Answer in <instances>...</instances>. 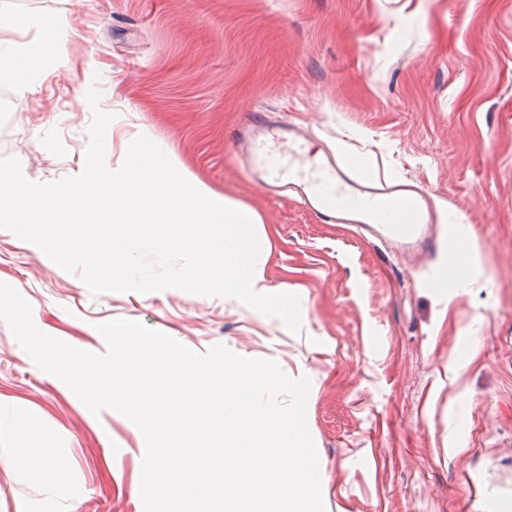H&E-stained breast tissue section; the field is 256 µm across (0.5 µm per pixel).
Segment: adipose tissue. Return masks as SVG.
<instances>
[{
    "label": "adipose tissue",
    "instance_id": "obj_1",
    "mask_svg": "<svg viewBox=\"0 0 512 512\" xmlns=\"http://www.w3.org/2000/svg\"><path fill=\"white\" fill-rule=\"evenodd\" d=\"M41 19L21 15L0 8V83L23 92L39 89L54 68L58 54L57 44L46 37L30 36L24 42L15 41L18 33L42 28Z\"/></svg>",
    "mask_w": 512,
    "mask_h": 512
}]
</instances>
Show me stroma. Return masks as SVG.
<instances>
[{
	"instance_id": "1",
	"label": "stroma",
	"mask_w": 512,
	"mask_h": 512,
	"mask_svg": "<svg viewBox=\"0 0 512 512\" xmlns=\"http://www.w3.org/2000/svg\"><path fill=\"white\" fill-rule=\"evenodd\" d=\"M65 16L37 92L0 84V157L35 182L77 175L92 109L113 114L110 170L146 135L211 190L263 219L271 285L301 333L233 298L179 289L91 295L79 274L0 229V282L42 332L102 353L99 323L140 322L184 346L271 359L310 387L305 415L326 512H512V0H0ZM297 145L414 185L460 226L453 256L324 224L271 189L234 140L244 115ZM42 434L68 474L28 454ZM146 445L124 415H93L0 322V512H144ZM31 433L32 431L28 432L26 436L27 451L32 454H38L41 456V478L48 484H53L54 482L60 480L66 473L65 464L61 460L48 454L45 451V448H42V439H35L33 436H31Z\"/></svg>"
}]
</instances>
